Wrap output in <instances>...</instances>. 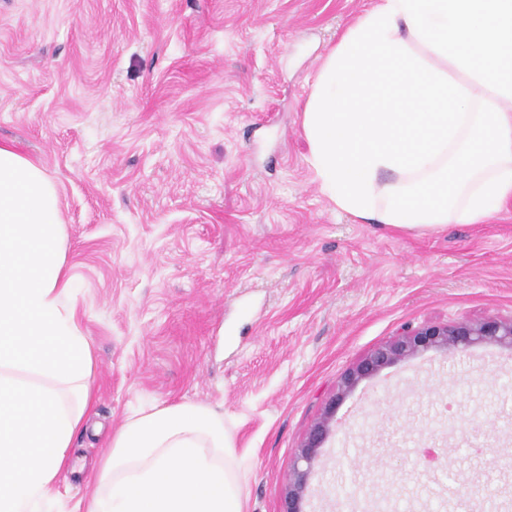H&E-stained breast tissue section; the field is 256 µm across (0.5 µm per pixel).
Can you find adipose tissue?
I'll list each match as a JSON object with an SVG mask.
<instances>
[{
    "label": "adipose tissue",
    "instance_id": "adipose-tissue-1",
    "mask_svg": "<svg viewBox=\"0 0 512 512\" xmlns=\"http://www.w3.org/2000/svg\"><path fill=\"white\" fill-rule=\"evenodd\" d=\"M322 191L400 230L481 224L512 199V0H381L338 38L303 110ZM54 185L0 145V512H40L92 406ZM85 512H243L211 408L127 418Z\"/></svg>",
    "mask_w": 512,
    "mask_h": 512
}]
</instances>
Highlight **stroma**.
<instances>
[{"mask_svg":"<svg viewBox=\"0 0 512 512\" xmlns=\"http://www.w3.org/2000/svg\"><path fill=\"white\" fill-rule=\"evenodd\" d=\"M378 0H0V143L53 182L94 404L41 512H83L131 413L223 415L244 512H281L341 374L404 327L512 319V199L483 224L399 233L339 210L303 109ZM512 351L442 350L363 380L313 465L307 512H455L458 478L512 512ZM445 465L425 473L418 449Z\"/></svg>","mask_w":512,"mask_h":512,"instance_id":"stroma-1","label":"stroma"}]
</instances>
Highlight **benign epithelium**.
Instances as JSON below:
<instances>
[{
  "mask_svg": "<svg viewBox=\"0 0 512 512\" xmlns=\"http://www.w3.org/2000/svg\"><path fill=\"white\" fill-rule=\"evenodd\" d=\"M480 344L498 345L512 351V320L486 318L477 322L426 325L417 329L406 327L371 349L341 377L334 399L326 406L320 421L296 455L281 512H304L302 500L312 473V462L330 432V423L336 418V407L361 380L432 349L463 353Z\"/></svg>",
  "mask_w": 512,
  "mask_h": 512,
  "instance_id": "7a95c632",
  "label": "benign epithelium"
}]
</instances>
